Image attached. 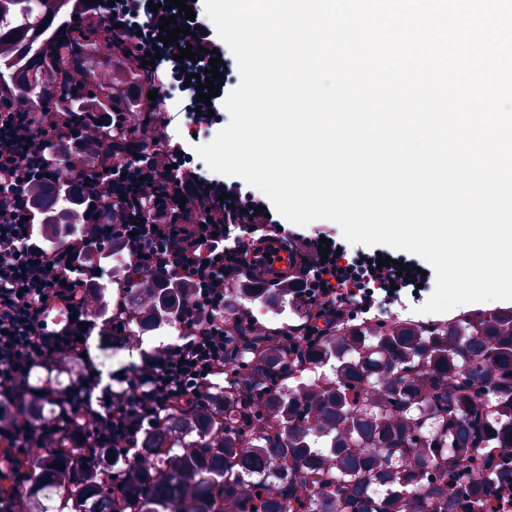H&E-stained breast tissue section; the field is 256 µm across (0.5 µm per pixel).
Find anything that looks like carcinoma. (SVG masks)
<instances>
[{
	"mask_svg": "<svg viewBox=\"0 0 512 512\" xmlns=\"http://www.w3.org/2000/svg\"><path fill=\"white\" fill-rule=\"evenodd\" d=\"M68 11L50 0H0V83L31 112L97 113L88 144L121 139L133 161L141 142L115 115L133 121L141 111L140 69L115 55L110 34L83 40L69 58L59 44ZM34 196L42 241L88 232L84 198L69 184L37 186ZM103 261L112 284L95 281L88 293L103 322L101 367L117 348L104 299L126 269L120 252L98 254ZM224 288L231 344L210 408L147 426L136 453L104 448L102 464L80 473L71 435L62 450L36 452L16 495L22 512H257V500L263 512H449L448 488L477 451L491 463L467 493H453L467 512H483L494 488L512 481V308L459 311L443 323L349 322L305 351L296 372L281 349L302 335L288 287L267 288L257 276ZM190 295L162 280L130 288V323L162 339ZM247 301L261 302L267 317L256 321ZM60 377L40 376L34 388L61 390ZM103 470L124 476L119 496Z\"/></svg>",
	"mask_w": 512,
	"mask_h": 512,
	"instance_id": "cac0c4a2",
	"label": "carcinoma"
}]
</instances>
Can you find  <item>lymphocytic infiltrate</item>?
<instances>
[{
	"label": "lymphocytic infiltrate",
	"instance_id": "f902f5d3",
	"mask_svg": "<svg viewBox=\"0 0 512 512\" xmlns=\"http://www.w3.org/2000/svg\"><path fill=\"white\" fill-rule=\"evenodd\" d=\"M103 20L115 43L142 63L147 89L186 84V74L209 67L208 58L192 57L187 69H179L176 44H157L160 20L147 0H116ZM211 102L210 116L190 113L180 137L161 135L130 164L128 176L113 179L105 189L101 180L115 156L101 153L92 164L66 165L53 153V129L60 126V116L35 115L13 93L0 91V405L18 411L35 401L25 385L32 367L80 368L72 388L58 394L54 419L39 424L0 421V449L30 453L61 439L76 423L83 457L98 460L101 449L135 447L145 423L181 415L184 405L197 403L213 376L223 373L229 341L220 284L248 270L242 237L266 240L277 222L271 217L253 221V208L263 199L241 182L225 184L220 193L198 185L201 172L183 148L197 128L222 122L223 96ZM61 179L81 187L87 202L83 221L95 231L47 247L28 221L34 208L28 187ZM113 210L129 217L138 214L139 220L106 223L105 212ZM287 237L297 266L288 279V298L307 313V329L289 341V356L299 357L338 323L357 319L359 312L388 296L392 286L405 291L416 285L397 275L398 268L412 270L409 261L374 270L369 253L359 249L322 257L319 241L335 240L333 228L314 234L291 229ZM115 244L123 246L131 262L126 273L130 287L150 275L194 290L175 340L147 353L117 392L86 357L89 342L80 336L101 327L86 303L93 272L85 259Z\"/></svg>",
	"mask_w": 512,
	"mask_h": 512
}]
</instances>
